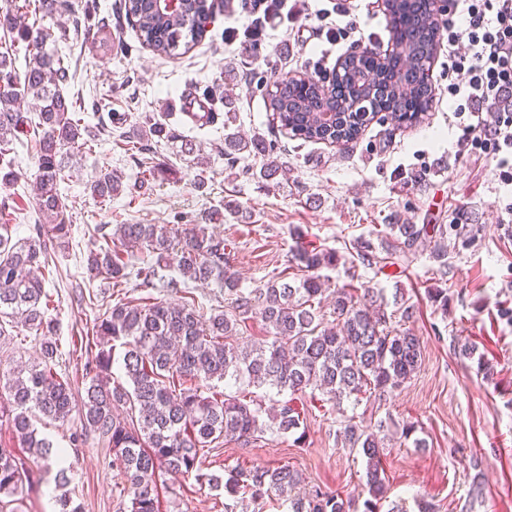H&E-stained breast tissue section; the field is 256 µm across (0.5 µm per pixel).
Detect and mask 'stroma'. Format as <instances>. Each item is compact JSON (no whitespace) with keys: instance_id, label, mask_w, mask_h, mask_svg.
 Masks as SVG:
<instances>
[{"instance_id":"35a3bbf8","label":"stroma","mask_w":512,"mask_h":512,"mask_svg":"<svg viewBox=\"0 0 512 512\" xmlns=\"http://www.w3.org/2000/svg\"><path fill=\"white\" fill-rule=\"evenodd\" d=\"M73 2L96 13L92 35L75 50L78 81L112 103L83 111L93 141L70 152L68 178L60 185L72 240L55 254L57 271L45 284L52 297L49 315L57 323L56 369L70 377L75 392L84 391L85 360L73 346L92 336L96 316L87 298L106 290L104 280H89L85 271L96 226L197 224L204 213L222 211L223 220L212 229L230 243L240 285L251 289L287 269L300 242L347 256L358 241L379 243L389 224H459L462 233L448 237L447 272L439 271L429 251L419 250L370 266L325 267L320 274L331 289L351 282L382 289L389 302L402 293L419 304L414 327L423 352L420 369L387 400L366 405L373 420L419 423L428 442L424 448L389 442L382 458L389 499L405 503L408 512H417L420 497L438 512H512V181L500 178L489 155L456 154L462 130L449 91L447 42L436 46L430 68L435 101L420 122L399 128L380 115L357 140L330 145L291 137L267 108L266 94L277 81L313 76L322 45L312 20L300 18L258 46L238 42L228 48L225 17L236 4L224 0L223 17L207 27L201 41L180 58L168 59L140 45L124 0ZM189 88L209 106L210 126L201 129L183 117V93ZM113 111L125 121L107 135L100 125ZM149 114L173 131L172 138L151 145L155 162L169 169L164 176H141L126 150V133ZM229 131L265 140L283 164L276 183L263 188L252 177L262 156L244 152L235 166H227L215 147ZM187 139L195 144L190 154L182 148ZM201 157L208 162L202 190L194 186ZM14 160L19 180L0 184V224L19 241L31 236L37 221L30 187L35 152L17 145ZM99 170L121 172L125 191L92 198L85 184ZM229 203L234 213L226 212ZM432 288L447 289V312L430 301ZM125 292L136 299L192 302L207 314L229 308L216 285L183 282L174 271L152 288L129 279ZM460 343L483 353L491 378L455 354ZM39 358L40 339L26 329H10L0 338L1 378ZM301 410L305 445L290 434L268 433L246 447L232 443L213 449L207 466L221 472L287 463L308 485L338 493L350 500V512H362L368 497L365 462L338 441L336 411L311 397L304 398ZM79 427L74 418L42 430L67 451L70 496L82 512H127L129 499L110 449L92 434L81 447H70L68 438ZM159 482L161 512H224L218 492L167 474Z\"/></svg>"}]
</instances>
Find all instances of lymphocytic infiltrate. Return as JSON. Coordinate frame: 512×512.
Instances as JSON below:
<instances>
[{"label": "lymphocytic infiltrate", "mask_w": 512, "mask_h": 512, "mask_svg": "<svg viewBox=\"0 0 512 512\" xmlns=\"http://www.w3.org/2000/svg\"><path fill=\"white\" fill-rule=\"evenodd\" d=\"M240 9L248 18L244 28H225L226 45L237 38L261 44L268 30L288 25L300 10L292 0H241ZM456 14L463 26L444 22L448 69L459 78L454 88L460 102L457 117L474 112L476 106L499 100L512 92V0H460ZM467 40V53H459L460 40ZM481 151L496 155L504 179L512 180V109L496 113L492 128L464 122L457 141L458 154Z\"/></svg>", "instance_id": "obj_1"}]
</instances>
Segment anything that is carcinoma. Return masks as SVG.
Masks as SVG:
<instances>
[{
	"instance_id": "carcinoma-1",
	"label": "carcinoma",
	"mask_w": 512,
	"mask_h": 512,
	"mask_svg": "<svg viewBox=\"0 0 512 512\" xmlns=\"http://www.w3.org/2000/svg\"><path fill=\"white\" fill-rule=\"evenodd\" d=\"M392 48L381 54L353 50L338 64L329 83L305 77L285 78L268 93V109L281 127L304 141L348 143L358 138L362 123L357 108L368 104L384 112L398 127L417 123L432 109L434 88L424 74L430 70L442 20L437 0H385ZM217 0H182L176 14H164L157 0H125L124 10L138 39L154 54L176 59L186 54L217 18ZM24 9L41 16L68 15L74 35L89 29L93 16L78 13L71 0H24ZM16 0L0 7V29L10 43H26L24 66L9 52L0 53V180L18 178L14 142H33L36 170L33 194L38 224L35 236L11 242L0 225V319L10 318L43 337L41 362L18 372L8 382V398L0 397V427H6L28 449L21 457L0 448V512H19L35 482L34 471L48 474L51 460L64 459L63 450L38 437L34 423L42 416L65 423L78 416L84 431L112 449L115 468L129 496V512H159V473L170 472L224 491V512H237L249 498L255 512L272 500L288 503V512H349L341 495L318 489L304 494L302 472L288 464L241 467L222 474L204 472L205 451L235 442L247 446L268 431L306 438L304 417L296 396L321 395L343 415L338 439L344 448L361 454L366 463L370 498L364 512H380L386 499L381 456L385 448L383 421L345 414L343 402L357 408L364 399L382 401L403 386L422 364L420 338L407 326L414 305L395 300L387 312L383 291L355 286L336 288L324 310L325 282L317 271L335 266L338 255L298 244L291 256L294 273L283 274L262 288H240L229 264L228 243L205 224L179 229L168 224H117L112 233L95 229L86 261L90 277L116 288L135 272L145 287L173 269L194 282H213L231 300L232 314H204L193 303L172 306L129 300L106 305L94 322L97 353L85 366V396L76 403L69 379L55 371L58 352L49 339L54 331L48 317L50 295L45 290L51 253L69 246L71 225L65 222L59 186L65 180V155L81 147L85 127L77 110L82 94H66L76 84L77 70L42 24L26 22ZM409 93H394L400 77ZM316 111L336 113L337 124L319 129L310 123ZM167 137L160 122L146 120L136 136ZM252 149L265 157L256 178L268 183L282 169L259 138L224 136L227 165ZM94 198H110L122 190L121 176L108 170L86 184ZM439 269L448 268V225L388 224L386 254H408L425 236ZM332 322H326V317ZM258 317L269 336L249 347L236 343L238 323ZM121 373L114 376V364ZM267 388L284 395L270 421L262 419V401L214 390L213 381Z\"/></svg>"
}]
</instances>
